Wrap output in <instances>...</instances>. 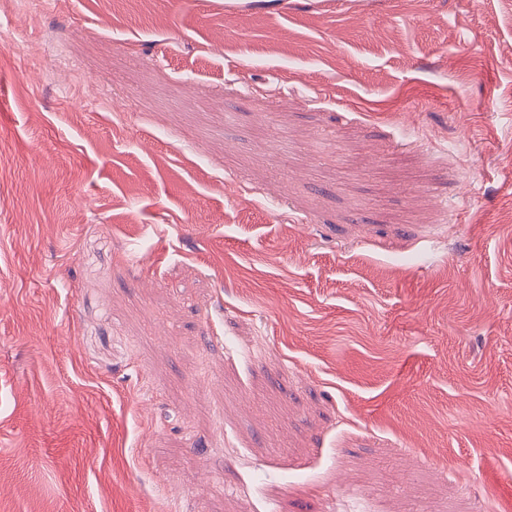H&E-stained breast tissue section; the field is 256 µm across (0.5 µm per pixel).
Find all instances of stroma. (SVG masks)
I'll list each match as a JSON object with an SVG mask.
<instances>
[{
    "mask_svg": "<svg viewBox=\"0 0 512 512\" xmlns=\"http://www.w3.org/2000/svg\"><path fill=\"white\" fill-rule=\"evenodd\" d=\"M0 512H512V7L0 0Z\"/></svg>",
    "mask_w": 512,
    "mask_h": 512,
    "instance_id": "35a3bbf8",
    "label": "stroma"
}]
</instances>
